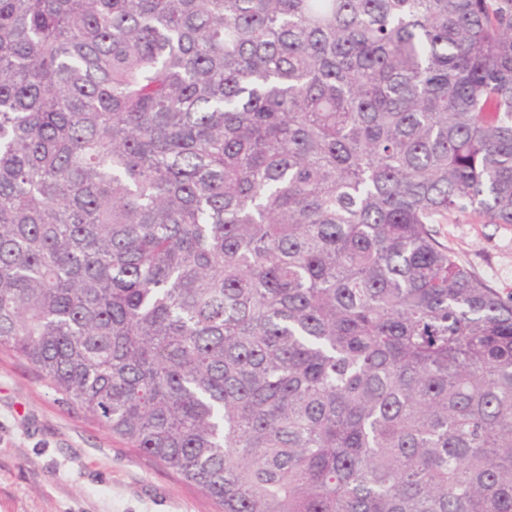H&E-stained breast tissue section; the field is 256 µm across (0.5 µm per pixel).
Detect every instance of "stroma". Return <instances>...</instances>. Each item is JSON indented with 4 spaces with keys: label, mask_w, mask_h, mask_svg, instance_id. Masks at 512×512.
<instances>
[{
    "label": "stroma",
    "mask_w": 512,
    "mask_h": 512,
    "mask_svg": "<svg viewBox=\"0 0 512 512\" xmlns=\"http://www.w3.org/2000/svg\"><path fill=\"white\" fill-rule=\"evenodd\" d=\"M439 241L512 294V224L463 218ZM0 512H215L211 500L73 409L36 368L0 351Z\"/></svg>",
    "instance_id": "1"
}]
</instances>
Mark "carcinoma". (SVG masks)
Returning a JSON list of instances; mask_svg holds the SVG:
<instances>
[{
	"mask_svg": "<svg viewBox=\"0 0 512 512\" xmlns=\"http://www.w3.org/2000/svg\"><path fill=\"white\" fill-rule=\"evenodd\" d=\"M512 0H0V349L218 512H512ZM438 240L504 296L512 294V224H434Z\"/></svg>",
	"mask_w": 512,
	"mask_h": 512,
	"instance_id": "carcinoma-1",
	"label": "carcinoma"
}]
</instances>
